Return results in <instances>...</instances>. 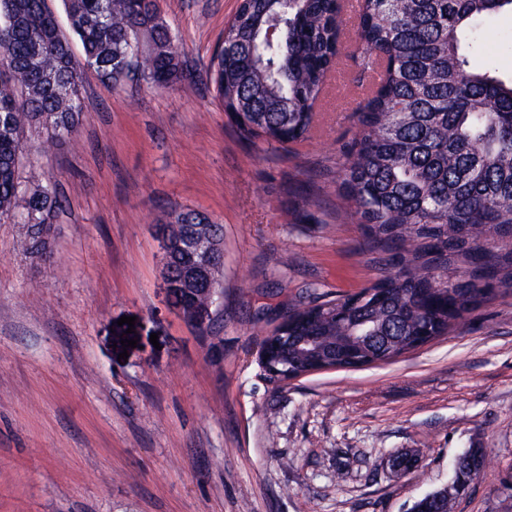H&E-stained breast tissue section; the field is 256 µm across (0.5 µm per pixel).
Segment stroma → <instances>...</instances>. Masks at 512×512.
Returning <instances> with one entry per match:
<instances>
[{"instance_id":"35a3bbf8","label":"stroma","mask_w":512,"mask_h":512,"mask_svg":"<svg viewBox=\"0 0 512 512\" xmlns=\"http://www.w3.org/2000/svg\"><path fill=\"white\" fill-rule=\"evenodd\" d=\"M238 4L159 0L189 78L116 90L85 71L77 135L25 134L65 203L41 263L0 223V512H409L469 448L492 463L455 512H512V292L388 363L287 382L263 367L288 308L384 274L339 194L371 75L347 28L348 81L328 83L312 138L245 141L208 77ZM476 43L471 65L512 76V10ZM186 207L224 229L205 332L164 286L159 227ZM409 451L417 468L394 474Z\"/></svg>"}]
</instances>
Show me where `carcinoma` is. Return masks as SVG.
Masks as SVG:
<instances>
[{
  "mask_svg": "<svg viewBox=\"0 0 512 512\" xmlns=\"http://www.w3.org/2000/svg\"><path fill=\"white\" fill-rule=\"evenodd\" d=\"M66 24L46 0H0V222L20 225L25 252L52 255L59 183L31 164L18 170L23 135L73 137L83 112L84 72L115 89L131 73L158 88L184 79V51L157 0H63ZM512 0H361L357 38L382 82L359 112L342 195L386 274L362 304L347 296L288 311L273 357L292 368L336 353L391 361L422 336L439 337L487 300L512 291V79L470 66L464 34ZM344 0H244L224 33L211 80L248 140L300 143L328 76L343 62ZM81 46L75 54L74 43ZM176 238L207 240L222 225L195 209L172 213ZM482 448L460 470L483 465ZM424 512H454L443 495Z\"/></svg>",
  "mask_w": 512,
  "mask_h": 512,
  "instance_id": "obj_1",
  "label": "carcinoma"
}]
</instances>
